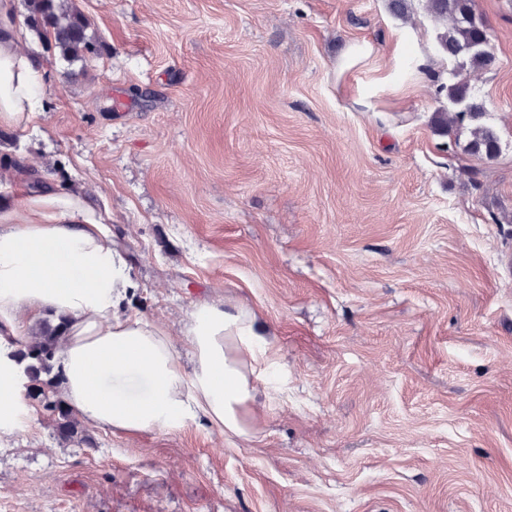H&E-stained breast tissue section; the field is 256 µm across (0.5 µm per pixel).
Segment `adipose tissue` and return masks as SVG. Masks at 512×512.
Wrapping results in <instances>:
<instances>
[{
	"instance_id": "1",
	"label": "adipose tissue",
	"mask_w": 512,
	"mask_h": 512,
	"mask_svg": "<svg viewBox=\"0 0 512 512\" xmlns=\"http://www.w3.org/2000/svg\"><path fill=\"white\" fill-rule=\"evenodd\" d=\"M13 6L0 0V126L23 129L38 111L39 68L18 49ZM108 224L88 197L50 183L18 184L0 205V420L12 425L21 406L10 342L52 313L66 322L58 387L87 424L138 435L203 422L250 441L273 365L255 314L194 304L183 330L192 363L184 365L164 325L120 312L134 283Z\"/></svg>"
}]
</instances>
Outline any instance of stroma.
<instances>
[{
  "mask_svg": "<svg viewBox=\"0 0 512 512\" xmlns=\"http://www.w3.org/2000/svg\"><path fill=\"white\" fill-rule=\"evenodd\" d=\"M99 50L39 34V110L0 174L112 216L125 309L180 356L194 303L254 311L274 366L251 442L207 425L72 439L26 399L0 512H512V0L495 70L437 49L422 0H73ZM461 70L501 149L435 132Z\"/></svg>",
  "mask_w": 512,
  "mask_h": 512,
  "instance_id": "1",
  "label": "stroma"
}]
</instances>
